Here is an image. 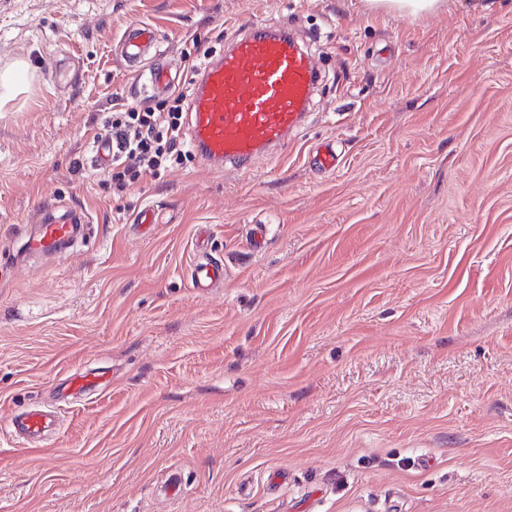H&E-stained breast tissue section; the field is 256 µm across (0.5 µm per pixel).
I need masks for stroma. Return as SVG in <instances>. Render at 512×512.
<instances>
[{
  "mask_svg": "<svg viewBox=\"0 0 512 512\" xmlns=\"http://www.w3.org/2000/svg\"><path fill=\"white\" fill-rule=\"evenodd\" d=\"M252 21L321 79L275 158L189 153L114 193L105 117L159 107L120 60ZM0 512H512V0H0ZM333 143V172L311 163ZM89 222L27 256L38 204ZM152 224H135L143 208ZM224 282L196 291L197 228ZM99 372L79 397L73 375ZM39 408L45 441L13 434ZM179 474L178 492L168 479ZM447 0H363L367 11L399 17H416L441 11ZM123 58L127 63H139L146 50L157 44V33L149 25L136 23L123 35ZM55 416L49 415L40 409L25 411L18 419L12 421V426L17 434L29 437L42 436L56 429Z\"/></svg>",
  "mask_w": 512,
  "mask_h": 512,
  "instance_id": "35a3bbf8",
  "label": "stroma"
}]
</instances>
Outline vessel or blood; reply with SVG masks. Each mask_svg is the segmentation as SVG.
I'll use <instances>...</instances> for the list:
<instances>
[{
    "instance_id": "b4317fda",
    "label": "vessel or blood",
    "mask_w": 512,
    "mask_h": 512,
    "mask_svg": "<svg viewBox=\"0 0 512 512\" xmlns=\"http://www.w3.org/2000/svg\"><path fill=\"white\" fill-rule=\"evenodd\" d=\"M157 43L149 25L137 23L123 35V58L135 64ZM319 75L310 53L287 27L252 22L224 49L219 59L200 73L197 92L189 106L191 143L205 162L215 166L244 168L255 157L268 154L285 142L305 120ZM174 80L161 66L147 68L144 87L160 94ZM37 230L23 245L25 254L60 252L85 223L83 211L63 217L36 208ZM224 279L223 263L197 251L191 272L194 288L206 290ZM55 416L40 409L25 411L12 423L16 433L37 437L51 432Z\"/></svg>"
}]
</instances>
